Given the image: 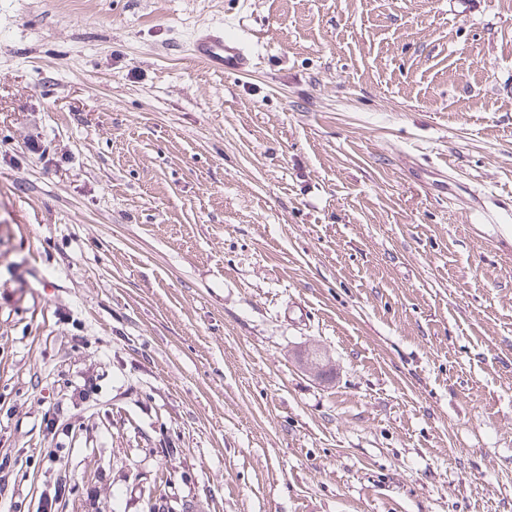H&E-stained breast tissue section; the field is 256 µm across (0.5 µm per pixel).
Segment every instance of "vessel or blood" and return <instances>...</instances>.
Wrapping results in <instances>:
<instances>
[{
    "mask_svg": "<svg viewBox=\"0 0 512 512\" xmlns=\"http://www.w3.org/2000/svg\"><path fill=\"white\" fill-rule=\"evenodd\" d=\"M191 56L213 71L227 75H246L253 59L240 28H210L199 32L190 47Z\"/></svg>",
    "mask_w": 512,
    "mask_h": 512,
    "instance_id": "vessel-or-blood-1",
    "label": "vessel or blood"
}]
</instances>
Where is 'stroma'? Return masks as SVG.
I'll use <instances>...</instances> for the list:
<instances>
[{
    "label": "stroma",
    "mask_w": 512,
    "mask_h": 512,
    "mask_svg": "<svg viewBox=\"0 0 512 512\" xmlns=\"http://www.w3.org/2000/svg\"><path fill=\"white\" fill-rule=\"evenodd\" d=\"M59 449L67 512H512V0H0V494ZM237 27L210 28L193 39L190 55L215 72L246 75L252 72L253 59Z\"/></svg>",
    "instance_id": "obj_1"
}]
</instances>
